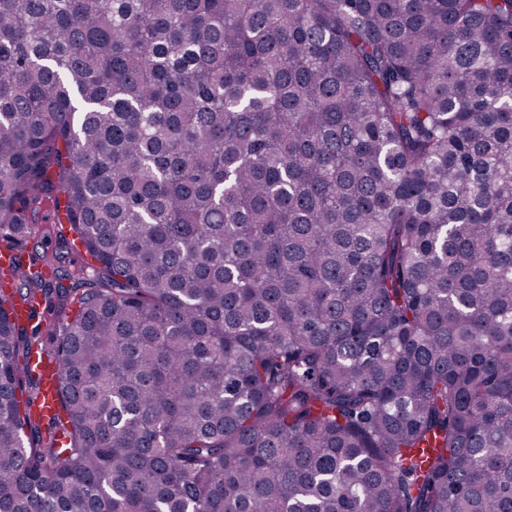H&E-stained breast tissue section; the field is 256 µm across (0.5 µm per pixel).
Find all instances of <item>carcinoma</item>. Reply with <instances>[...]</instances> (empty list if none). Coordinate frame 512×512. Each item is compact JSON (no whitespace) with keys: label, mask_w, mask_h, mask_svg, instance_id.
<instances>
[{"label":"carcinoma","mask_w":512,"mask_h":512,"mask_svg":"<svg viewBox=\"0 0 512 512\" xmlns=\"http://www.w3.org/2000/svg\"><path fill=\"white\" fill-rule=\"evenodd\" d=\"M47 200L0 512H512V0H0V232ZM41 299H36L34 302L28 303V304H17L16 308V314L18 320L22 322H30L31 323L26 324V328L28 331V334L32 336L33 333H36L38 338H43L44 345L43 350L47 353L49 350L48 344L45 345L46 336H42L41 334L46 328V325L49 324V322H58V319L55 317V315L49 310L48 306L46 305L43 309L39 310L35 315V305H40ZM35 316V317H34ZM32 367L34 369V373L40 375L42 378V385L48 394L49 402L45 404L43 408L45 411V416L51 418V413H55V408L52 400V394L54 392L53 386L55 381L56 367L53 365H49L46 358L44 356H39L35 354V357L32 361Z\"/></svg>","instance_id":"obj_1"}]
</instances>
